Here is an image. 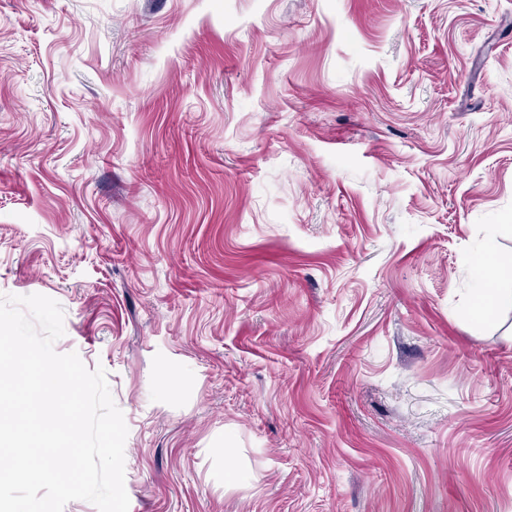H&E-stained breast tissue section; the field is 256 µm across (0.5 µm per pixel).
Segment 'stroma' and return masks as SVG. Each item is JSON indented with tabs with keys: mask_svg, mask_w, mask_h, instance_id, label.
I'll return each mask as SVG.
<instances>
[{
	"mask_svg": "<svg viewBox=\"0 0 512 512\" xmlns=\"http://www.w3.org/2000/svg\"><path fill=\"white\" fill-rule=\"evenodd\" d=\"M512 0H0V296L104 368L129 512H512ZM479 266L482 271L479 282L484 288L478 289L481 301L477 308L478 314L485 315L487 307L507 306L512 308V289L498 288L502 278L512 277V254H494L493 251H490L480 260ZM490 286L494 288H488Z\"/></svg>",
	"mask_w": 512,
	"mask_h": 512,
	"instance_id": "1",
	"label": "stroma"
}]
</instances>
